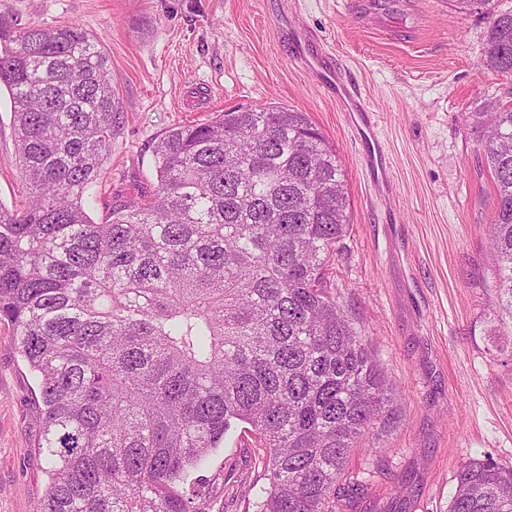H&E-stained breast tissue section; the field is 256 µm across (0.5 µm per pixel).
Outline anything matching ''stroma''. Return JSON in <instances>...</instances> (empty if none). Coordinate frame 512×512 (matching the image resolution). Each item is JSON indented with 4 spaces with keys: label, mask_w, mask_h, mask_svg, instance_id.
I'll return each mask as SVG.
<instances>
[{
    "label": "stroma",
    "mask_w": 512,
    "mask_h": 512,
    "mask_svg": "<svg viewBox=\"0 0 512 512\" xmlns=\"http://www.w3.org/2000/svg\"><path fill=\"white\" fill-rule=\"evenodd\" d=\"M16 28L76 23L101 37L126 122L91 215L156 180L166 130L235 108L308 113L335 146L351 223L331 294L398 392L401 421L380 455L354 450L362 484L339 512H448L471 458L512 465V317L496 305L487 239L495 187L467 122L512 99V74L480 65L485 19L451 0H0ZM302 28L358 82L377 115L393 187L377 194L333 91L291 62ZM25 202L7 92H0V205ZM34 375L0 323V512H33L46 492ZM244 426L198 473L210 512H251L265 482Z\"/></svg>",
    "instance_id": "1"
}]
</instances>
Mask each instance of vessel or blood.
I'll return each instance as SVG.
<instances>
[{"mask_svg": "<svg viewBox=\"0 0 512 512\" xmlns=\"http://www.w3.org/2000/svg\"><path fill=\"white\" fill-rule=\"evenodd\" d=\"M288 39L294 48L292 58L306 70L316 74L319 83L334 87L336 100L346 114L356 139L363 146L360 162L373 177V186L378 194L388 192L390 161L382 148L375 131L376 120L358 86L352 83L307 32L291 29Z\"/></svg>", "mask_w": 512, "mask_h": 512, "instance_id": "1", "label": "vessel or blood"}]
</instances>
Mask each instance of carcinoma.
<instances>
[{
	"label": "carcinoma",
	"mask_w": 512,
	"mask_h": 512,
	"mask_svg": "<svg viewBox=\"0 0 512 512\" xmlns=\"http://www.w3.org/2000/svg\"><path fill=\"white\" fill-rule=\"evenodd\" d=\"M482 64L512 73V11ZM28 203L0 205V321L38 379L48 485L34 512H209L180 488L249 425L267 487L255 512H336L351 452H382L397 393L330 296L349 227L336 151L305 112L237 107L165 131L157 180L88 212L125 114L100 37L0 17ZM496 190L489 248L512 316V103L470 113ZM448 512H512V466L463 462Z\"/></svg>",
	"instance_id": "cac0c4a2"
}]
</instances>
